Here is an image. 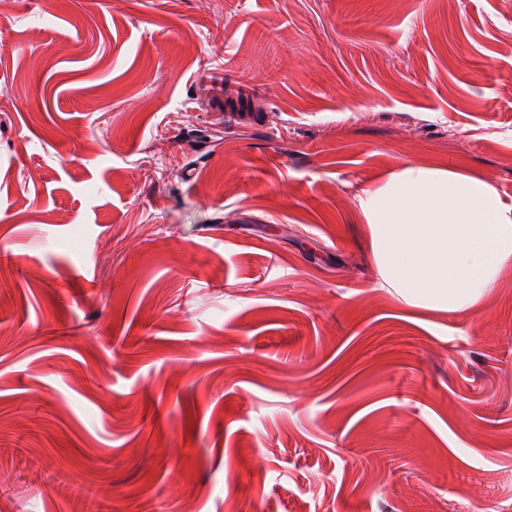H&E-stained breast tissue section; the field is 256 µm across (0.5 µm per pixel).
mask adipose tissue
I'll list each match as a JSON object with an SVG mask.
<instances>
[{"label": "adipose tissue", "instance_id": "adipose-tissue-1", "mask_svg": "<svg viewBox=\"0 0 512 512\" xmlns=\"http://www.w3.org/2000/svg\"><path fill=\"white\" fill-rule=\"evenodd\" d=\"M357 201L384 283L412 300L464 309L512 260V207L480 178L411 165Z\"/></svg>", "mask_w": 512, "mask_h": 512}]
</instances>
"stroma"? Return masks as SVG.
I'll use <instances>...</instances> for the list:
<instances>
[{
    "label": "stroma",
    "instance_id": "35a3bbf8",
    "mask_svg": "<svg viewBox=\"0 0 512 512\" xmlns=\"http://www.w3.org/2000/svg\"><path fill=\"white\" fill-rule=\"evenodd\" d=\"M407 164L512 206V0H0V512H512V263L384 287Z\"/></svg>",
    "mask_w": 512,
    "mask_h": 512
}]
</instances>
